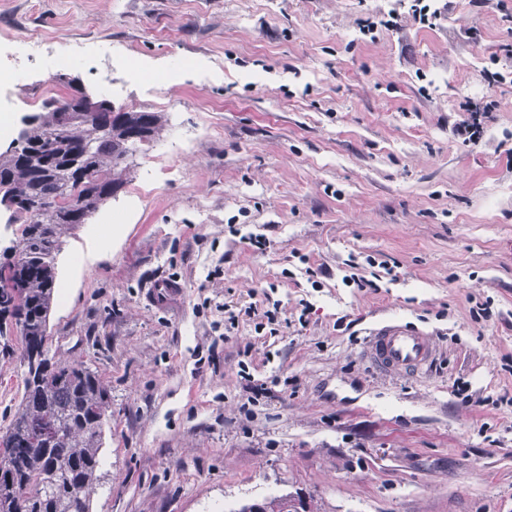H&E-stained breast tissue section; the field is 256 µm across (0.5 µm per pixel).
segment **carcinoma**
I'll use <instances>...</instances> for the list:
<instances>
[{
    "label": "carcinoma",
    "instance_id": "cac0c4a2",
    "mask_svg": "<svg viewBox=\"0 0 512 512\" xmlns=\"http://www.w3.org/2000/svg\"><path fill=\"white\" fill-rule=\"evenodd\" d=\"M65 88L0 152V186L14 204L0 221L20 225L0 251V337L20 338L25 366L22 399L0 434V512H89L110 396L88 368L49 357L55 260L67 233L124 187L129 160L167 126L163 112L107 100L65 126L62 111L82 105L79 89Z\"/></svg>",
    "mask_w": 512,
    "mask_h": 512
}]
</instances>
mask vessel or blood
<instances>
[{
    "label": "vessel or blood",
    "mask_w": 512,
    "mask_h": 512,
    "mask_svg": "<svg viewBox=\"0 0 512 512\" xmlns=\"http://www.w3.org/2000/svg\"><path fill=\"white\" fill-rule=\"evenodd\" d=\"M180 289L159 281L150 290L154 306L163 308L178 297ZM363 355L372 368L393 375H419L437 360L439 352L430 336L403 320H388L372 328L364 342Z\"/></svg>",
    "instance_id": "vessel-or-blood-1"
}]
</instances>
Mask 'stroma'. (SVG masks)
<instances>
[{
	"mask_svg": "<svg viewBox=\"0 0 512 512\" xmlns=\"http://www.w3.org/2000/svg\"><path fill=\"white\" fill-rule=\"evenodd\" d=\"M434 6L428 27L400 0H0V152L60 73L168 117L56 259L50 353L110 395L90 512L295 491L313 512H512V0ZM36 33L51 53L23 52ZM467 101L492 110L475 144ZM163 278L182 296L157 310ZM385 317L436 342L427 373L362 358ZM20 353L0 347V433Z\"/></svg>",
	"mask_w": 512,
	"mask_h": 512,
	"instance_id": "stroma-1",
	"label": "stroma"
}]
</instances>
